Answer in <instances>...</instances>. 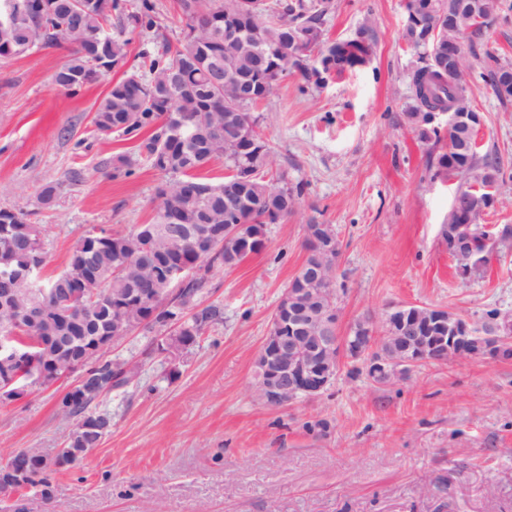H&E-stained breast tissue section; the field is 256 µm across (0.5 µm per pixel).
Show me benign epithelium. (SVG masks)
Masks as SVG:
<instances>
[{
  "label": "benign epithelium",
  "mask_w": 512,
  "mask_h": 512,
  "mask_svg": "<svg viewBox=\"0 0 512 512\" xmlns=\"http://www.w3.org/2000/svg\"><path fill=\"white\" fill-rule=\"evenodd\" d=\"M433 123L448 128L464 124L479 127L482 118L463 116L454 103L443 112L433 113ZM448 213L453 220L442 225L441 237L448 253L459 260L458 272L466 279L488 266L498 234L488 225L458 224L463 213L459 200H453ZM305 238L322 245V252H340L337 237L327 224L305 225ZM334 280H325L318 264H302L294 283L286 288L273 312L268 334L261 351L263 366L257 393L269 407L278 408L301 399L323 394L332 383L335 360L368 356L374 377L392 383L403 379L402 371L422 362L445 358L469 360L512 358V312L502 311L485 328L446 308L431 307L426 322L408 319L414 306L392 305L383 318L365 315L356 328L358 339H342L336 324L338 307L334 303ZM45 318L42 307L34 308L24 319L0 321V353L5 352L23 372L7 379L6 387L15 395H25L28 388L44 383L42 372L34 368L36 355L19 339L20 325L36 324ZM380 336L392 339L401 354L399 367L391 366L374 340Z\"/></svg>",
  "instance_id": "1"
}]
</instances>
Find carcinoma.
I'll return each mask as SVG.
<instances>
[{"label": "carcinoma", "instance_id": "cac0c4a2", "mask_svg": "<svg viewBox=\"0 0 512 512\" xmlns=\"http://www.w3.org/2000/svg\"><path fill=\"white\" fill-rule=\"evenodd\" d=\"M42 15L32 30L19 24L0 26V60L29 56L39 46L67 43L69 59L55 74V84L75 91L92 83L101 68L127 58L130 35L156 27V6L152 0H37ZM431 5L426 25L404 24L402 37L418 56L410 76L413 103L406 121L423 144L430 147V166L435 175L457 177V195L462 202L481 207L489 195L486 171L501 172L499 160L479 154L474 135L464 127L441 131L432 124L430 113L439 112L453 101L461 111L472 112L468 70L430 79L438 51L448 48L454 37L448 19V0H419ZM183 37L176 47L164 45L151 54L143 53L145 71L131 72L115 80L96 106L93 124L103 134L137 137L145 129L148 137L138 145L150 167L166 177L156 192L160 201L150 239L142 241L138 229L113 231L105 243L93 249L86 238L69 252L65 269L44 275L47 252L43 228L27 221L24 214L0 208V239L9 247L0 248V297L5 308L0 319L13 308L52 306L67 303L72 314L64 321L49 317L37 325H27L20 338L44 341L40 362L48 371L88 374L87 381L65 392L58 410L77 423L60 450L56 462L47 466L36 449L14 454V464L25 471L24 485L41 486L44 499L50 496V475L76 464L91 448L100 445L112 427L107 412L93 408L101 397L128 386L138 375L139 363L112 362L98 350L97 338L113 328L114 305L121 306V325L127 331L154 332L176 316L183 318L181 329L163 338L152 337L145 358L166 362L178 352L198 343L200 336L224 322V306L207 303L204 296L209 270L219 261L233 267L260 252L266 226L288 218V201L298 200L302 188L291 186L277 191L268 175L271 151L258 132L259 116L254 107L271 96L288 74L297 72L306 85L320 87L334 74L368 63L360 45L364 27L355 37L329 41L323 29L324 17L333 8L332 0H251V13L231 16L224 12L225 0H177ZM248 30L241 39H224V24ZM296 37H305L313 46L310 53L289 57L286 49ZM480 78L496 88L495 78L512 63L492 54L476 60ZM235 74L251 81L254 101L237 100L233 84H215L218 73ZM181 123V137L169 136V117ZM224 159L227 174L215 183L199 175L216 159ZM246 178L242 199L249 204L242 218L250 221L257 238L239 237L229 244L219 241L213 252L197 245L201 225L222 231L241 218L224 208V190L239 186ZM186 269V280L176 296L161 275L169 263ZM90 270L111 274L100 286L96 299L90 288L77 287V276Z\"/></svg>", "mask_w": 512, "mask_h": 512}]
</instances>
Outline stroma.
Listing matches in <instances>:
<instances>
[{"mask_svg": "<svg viewBox=\"0 0 512 512\" xmlns=\"http://www.w3.org/2000/svg\"><path fill=\"white\" fill-rule=\"evenodd\" d=\"M155 3L158 26L133 38L125 70L140 68L143 49L181 36L176 0ZM333 3L327 38L371 26L369 62L321 88L290 75L256 109L276 170L303 188L297 212L269 225L262 251L211 266L207 299L223 304V323L104 399L111 431L54 474L51 503L23 489L0 512H512V360L430 362L385 386L342 373L323 396L277 409L257 398L255 357L305 260V224L334 225L341 242L339 334L394 304L476 322L488 308L512 309V248L465 280L443 246L459 181L435 177L429 146L403 118L416 62L401 38L404 0ZM474 45L512 62V0ZM69 54L63 43L0 62V208L43 225L49 275L92 226L149 223L163 181L136 140L94 126L111 77L74 94L56 87ZM471 99L483 115L480 149L502 162L500 202L479 221L512 227V105L480 79ZM119 155L132 176L113 178ZM48 184L57 188L50 209L38 200ZM70 384L0 404V464L21 449L63 447L76 421L57 404ZM318 419L328 432L307 433Z\"/></svg>", "mask_w": 512, "mask_h": 512, "instance_id": "stroma-1", "label": "stroma"}]
</instances>
